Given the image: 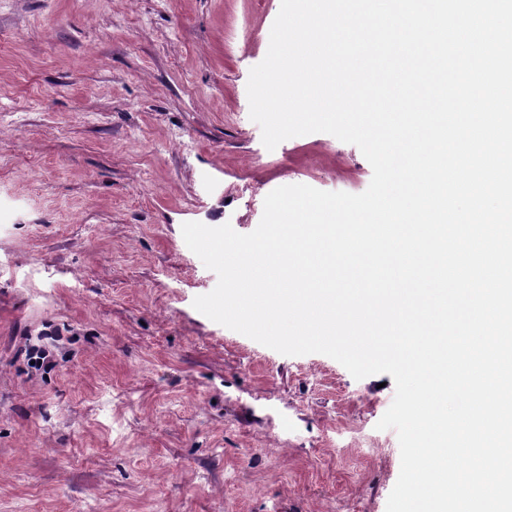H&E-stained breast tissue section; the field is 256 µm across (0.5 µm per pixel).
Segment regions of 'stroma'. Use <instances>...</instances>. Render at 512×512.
<instances>
[{
	"instance_id": "35a3bbf8",
	"label": "stroma",
	"mask_w": 512,
	"mask_h": 512,
	"mask_svg": "<svg viewBox=\"0 0 512 512\" xmlns=\"http://www.w3.org/2000/svg\"><path fill=\"white\" fill-rule=\"evenodd\" d=\"M281 0H0V512H386L391 375L193 306L181 227L277 187L364 192L327 133L274 150L247 82Z\"/></svg>"
}]
</instances>
